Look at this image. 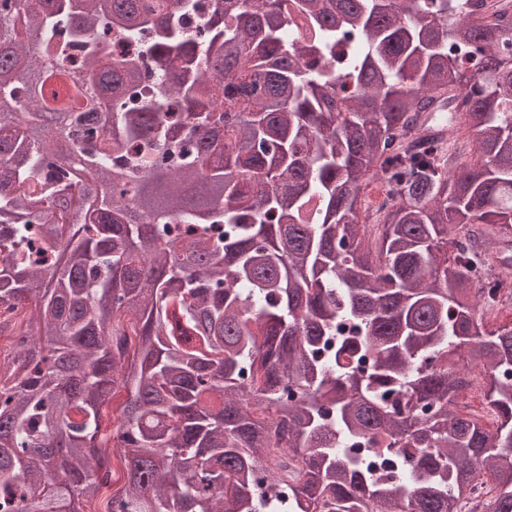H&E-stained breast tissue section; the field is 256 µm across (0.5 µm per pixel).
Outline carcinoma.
<instances>
[{"instance_id": "1", "label": "carcinoma", "mask_w": 512, "mask_h": 512, "mask_svg": "<svg viewBox=\"0 0 512 512\" xmlns=\"http://www.w3.org/2000/svg\"><path fill=\"white\" fill-rule=\"evenodd\" d=\"M502 242L512 0H0V512H85L112 455L107 512H462L479 471L512 512ZM423 134L430 140H445L448 138V113L447 107L440 104L434 112L423 114Z\"/></svg>"}]
</instances>
